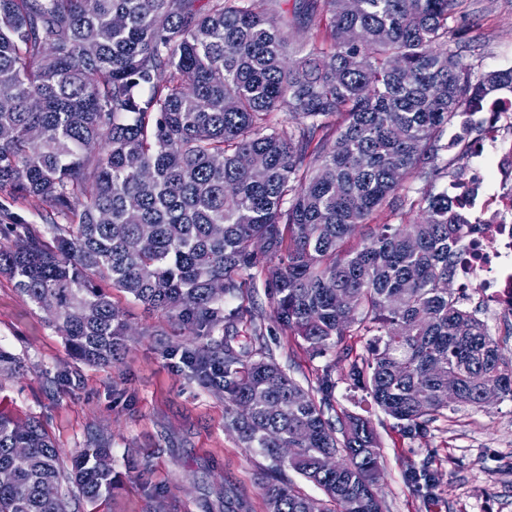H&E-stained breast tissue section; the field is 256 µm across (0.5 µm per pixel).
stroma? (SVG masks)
<instances>
[{
  "mask_svg": "<svg viewBox=\"0 0 512 512\" xmlns=\"http://www.w3.org/2000/svg\"><path fill=\"white\" fill-rule=\"evenodd\" d=\"M454 26L474 74L512 68V0H464ZM136 335L122 359L83 363L46 314L0 274V347L19 355L24 374L0 381V411L40 420L64 461L109 442L115 487L85 512H232L235 498L266 512L259 486L269 465L224 429L223 397L198 384L167 349L191 341L177 320L113 292ZM265 341L303 386L330 369L339 406L370 410L380 442L384 512H512V400L483 410L452 405L425 431H409L353 389L348 366L312 356L260 308ZM429 469L430 495L409 480Z\"/></svg>",
  "mask_w": 512,
  "mask_h": 512,
  "instance_id": "35a3bbf8",
  "label": "stroma"
}]
</instances>
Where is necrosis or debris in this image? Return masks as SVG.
<instances>
[{
    "mask_svg": "<svg viewBox=\"0 0 512 512\" xmlns=\"http://www.w3.org/2000/svg\"><path fill=\"white\" fill-rule=\"evenodd\" d=\"M489 119L479 143L468 148L466 168L448 182V197L475 214L479 227L460 246L458 280L477 290L498 314L512 312V98L488 105Z\"/></svg>",
    "mask_w": 512,
    "mask_h": 512,
    "instance_id": "obj_1",
    "label": "necrosis or debris"
}]
</instances>
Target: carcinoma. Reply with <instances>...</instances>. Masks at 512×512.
Instances as JSON below:
<instances>
[{
    "label": "carcinoma",
    "mask_w": 512,
    "mask_h": 512,
    "mask_svg": "<svg viewBox=\"0 0 512 512\" xmlns=\"http://www.w3.org/2000/svg\"><path fill=\"white\" fill-rule=\"evenodd\" d=\"M459 2L0 0V196L42 220L0 203V274L89 365L130 337L105 284L200 339L182 354L270 460L267 512H383L380 446L367 417H332L330 369L315 393L262 325L231 337L243 311L224 298L247 270L275 322L405 428L512 399V351L450 287L475 217L446 189L409 196L440 175L444 128L512 92V68L464 62ZM365 333L361 356L345 339ZM23 368L0 349V379ZM108 458L97 444L66 465L37 421L0 412V512H79L111 490Z\"/></svg>",
    "instance_id": "obj_1"
}]
</instances>
